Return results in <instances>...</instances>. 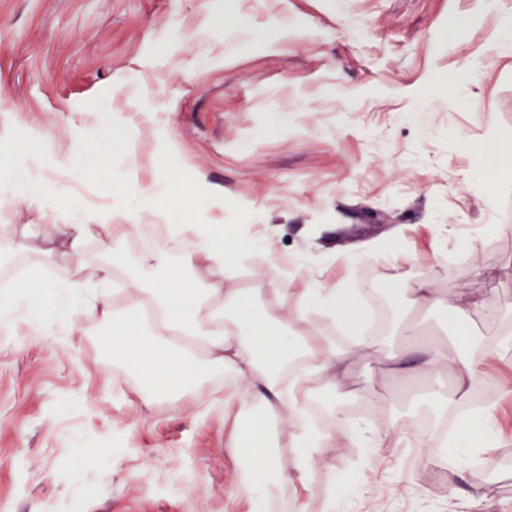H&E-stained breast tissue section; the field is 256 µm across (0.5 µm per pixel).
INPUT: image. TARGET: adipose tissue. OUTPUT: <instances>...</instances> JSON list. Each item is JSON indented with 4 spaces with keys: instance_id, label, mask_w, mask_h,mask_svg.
Instances as JSON below:
<instances>
[{
    "instance_id": "obj_1",
    "label": "adipose tissue",
    "mask_w": 512,
    "mask_h": 512,
    "mask_svg": "<svg viewBox=\"0 0 512 512\" xmlns=\"http://www.w3.org/2000/svg\"><path fill=\"white\" fill-rule=\"evenodd\" d=\"M167 231L185 245L181 262L172 263L165 250L144 254L140 275L130 280L123 301H115L108 291L89 289L80 278L67 283L61 301L35 276L36 307L62 320L70 301L98 313L113 351L142 379L145 398L177 399L208 384L216 373L230 374L236 389L225 398L224 408L233 411L235 423L226 448L240 473L231 496L246 501L249 512H270L286 483L309 484L328 440L327 432L311 430L306 417L311 384L341 386L374 338L359 330L357 295L348 284L295 289L289 315L282 318L259 303L267 286L247 296L222 288L225 273L237 262L236 228L220 232L208 225L175 224ZM198 261L207 264L212 281L192 275ZM33 308L20 305L16 311L26 318ZM320 309L353 332L348 346H335L314 333L296 334V324ZM501 348L498 338H490L480 357L466 362L438 348L422 368L457 371L464 395L480 376L483 362L498 357ZM276 416L288 419L293 454L286 463L269 445Z\"/></svg>"
}]
</instances>
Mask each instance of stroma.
Instances as JSON below:
<instances>
[{"mask_svg":"<svg viewBox=\"0 0 512 512\" xmlns=\"http://www.w3.org/2000/svg\"><path fill=\"white\" fill-rule=\"evenodd\" d=\"M512 0H0V285L38 265L48 284L81 277L114 287L137 272L139 237L85 242L81 266L50 242L61 225L234 224L238 268L226 290L277 282L262 305L284 316L288 292L350 280L384 320L370 357L396 349L398 323L423 341L471 353L512 324V170L487 180L463 149L512 137V40L497 19ZM229 27L210 31V21ZM287 26L271 44L252 33ZM38 144L31 178L80 202L19 196L9 173L20 140ZM110 144L108 195L56 156ZM181 205L144 206L160 177ZM433 283L460 306L419 310L402 288ZM475 298L499 322L463 313ZM79 307L68 323L12 319L0 340V512H246L230 497L224 453L233 419L209 413L219 389L143 402L138 380ZM487 423L460 430L481 453L459 473L450 441L355 448L330 433L308 490L286 485L274 512H307L335 484L343 512H464L452 485H486L477 512H512V351L486 362ZM366 385L352 372L310 401L331 414L362 406L381 433L411 427L430 403L425 379Z\"/></svg>","mask_w":512,"mask_h":512,"instance_id":"obj_1","label":"stroma"}]
</instances>
